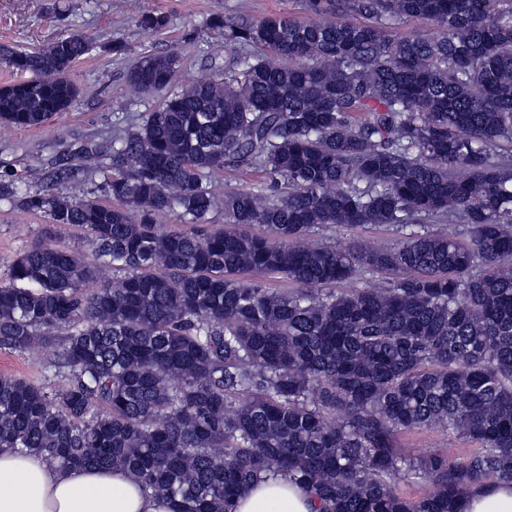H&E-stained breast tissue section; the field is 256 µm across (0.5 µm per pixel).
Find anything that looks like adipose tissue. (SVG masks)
Masks as SVG:
<instances>
[{"mask_svg": "<svg viewBox=\"0 0 512 512\" xmlns=\"http://www.w3.org/2000/svg\"><path fill=\"white\" fill-rule=\"evenodd\" d=\"M0 512H171L121 468L64 469L38 454L0 448ZM232 512H314L310 493L283 476H261ZM459 512H512V483L488 480L460 500Z\"/></svg>", "mask_w": 512, "mask_h": 512, "instance_id": "adipose-tissue-1", "label": "adipose tissue"}]
</instances>
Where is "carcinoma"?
Returning <instances> with one entry per match:
<instances>
[{"label": "carcinoma", "instance_id": "obj_1", "mask_svg": "<svg viewBox=\"0 0 512 512\" xmlns=\"http://www.w3.org/2000/svg\"><path fill=\"white\" fill-rule=\"evenodd\" d=\"M307 22L215 16L239 52L176 89L175 52L128 73L167 92L135 129L79 151L109 171L107 202L38 173L0 202L85 233L37 243L0 286V350L60 347L65 385L0 376V447L61 468L122 467L172 512H232L262 472L306 488L316 512H457L485 480L512 483V0H305ZM327 14L353 21L324 22ZM433 39L393 37L403 20ZM80 33L37 51L0 46L27 74L0 87V125L37 129L77 96ZM283 179L215 195L211 175ZM224 211V229L211 214ZM161 213L188 230H162ZM463 225L462 236L431 228ZM260 224L269 235L243 232ZM391 224L388 248L310 237ZM116 278L96 281L100 268ZM244 273L296 284L267 288ZM392 281L348 292L334 285ZM435 428L475 442L458 462L395 446ZM401 479L433 492L408 502ZM394 36L400 37L415 34L419 37L431 39L436 35V30L431 23L425 20L409 19L394 26L391 29Z\"/></svg>", "mask_w": 512, "mask_h": 512}]
</instances>
